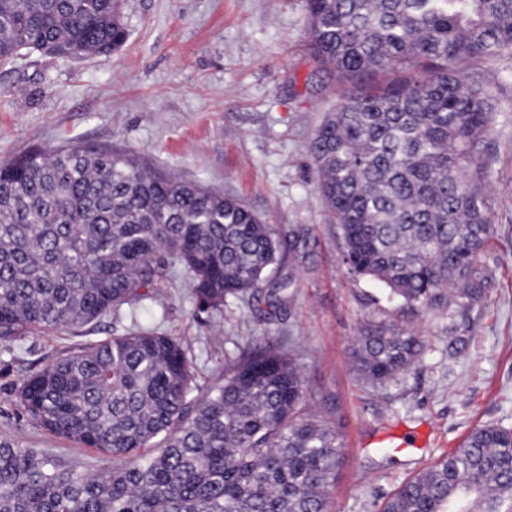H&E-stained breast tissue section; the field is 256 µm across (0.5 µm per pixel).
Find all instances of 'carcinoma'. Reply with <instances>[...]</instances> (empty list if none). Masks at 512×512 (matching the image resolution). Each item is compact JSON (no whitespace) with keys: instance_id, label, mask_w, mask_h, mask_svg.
I'll use <instances>...</instances> for the list:
<instances>
[{"instance_id":"carcinoma-1","label":"carcinoma","mask_w":512,"mask_h":512,"mask_svg":"<svg viewBox=\"0 0 512 512\" xmlns=\"http://www.w3.org/2000/svg\"><path fill=\"white\" fill-rule=\"evenodd\" d=\"M310 49L336 74V108L309 143L355 277L414 309L470 310L491 275L484 192L494 120L485 71L512 54V0H307ZM123 0H0V65L25 51L83 60L126 42ZM282 238L239 200L123 150L33 148L0 165V339L99 322L190 280L195 311L280 308L293 278L260 285ZM423 337L367 324L357 377L395 383ZM191 344L151 328L90 342L25 375L33 426L93 448L91 473L0 442V512H328L344 463L331 412L313 410L300 363L234 344L224 379L197 382ZM380 512H512V425L486 423L401 483Z\"/></svg>"}]
</instances>
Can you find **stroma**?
Segmentation results:
<instances>
[{"instance_id":"obj_1","label":"stroma","mask_w":512,"mask_h":512,"mask_svg":"<svg viewBox=\"0 0 512 512\" xmlns=\"http://www.w3.org/2000/svg\"><path fill=\"white\" fill-rule=\"evenodd\" d=\"M123 22L127 41L110 55L30 52L0 65V164L34 146L130 150L240 199L280 233L308 225L311 256L290 265L294 297L283 310L233 302L199 314L180 284L148 313L125 309L83 327L0 341V441L97 469L94 450L35 428L16 389L28 372L135 322L191 343L204 386L222 380L232 344L299 343L309 354L302 371L314 409L340 419L345 460L331 512H379L384 497L474 427L512 425V55L483 77L494 106L486 193L495 233L480 261L495 285L481 307L415 312L341 262L343 240L308 152L336 105L338 83L308 50L306 0H125ZM373 322L415 332L428 345L384 389L362 384L349 358L359 329ZM452 336L465 341L457 358L448 355ZM390 433L414 440L384 458L377 450Z\"/></svg>"}]
</instances>
